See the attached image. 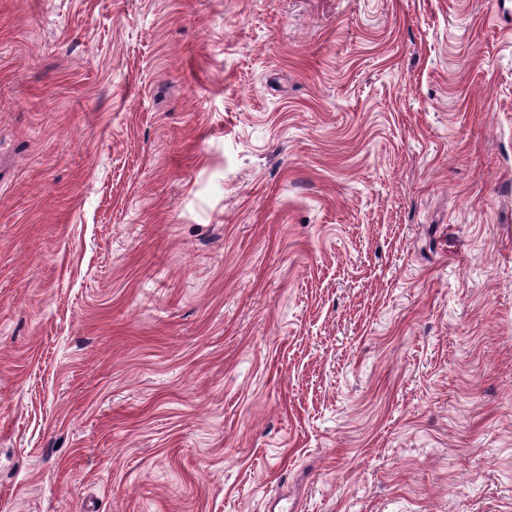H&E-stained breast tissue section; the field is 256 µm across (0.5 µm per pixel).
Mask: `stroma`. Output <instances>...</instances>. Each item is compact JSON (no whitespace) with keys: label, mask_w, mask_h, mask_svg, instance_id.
I'll return each mask as SVG.
<instances>
[{"label":"stroma","mask_w":512,"mask_h":512,"mask_svg":"<svg viewBox=\"0 0 512 512\" xmlns=\"http://www.w3.org/2000/svg\"><path fill=\"white\" fill-rule=\"evenodd\" d=\"M512 512V0H0V512Z\"/></svg>","instance_id":"35a3bbf8"}]
</instances>
